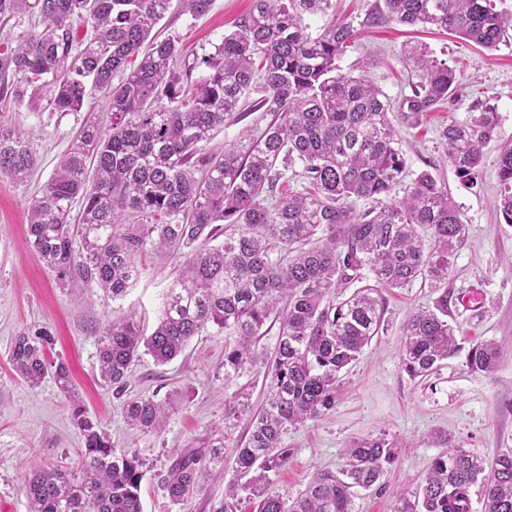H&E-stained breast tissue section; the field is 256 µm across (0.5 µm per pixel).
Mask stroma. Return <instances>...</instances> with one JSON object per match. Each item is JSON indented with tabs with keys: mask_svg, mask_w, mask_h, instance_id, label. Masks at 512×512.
<instances>
[{
	"mask_svg": "<svg viewBox=\"0 0 512 512\" xmlns=\"http://www.w3.org/2000/svg\"><path fill=\"white\" fill-rule=\"evenodd\" d=\"M252 0H215L205 16L171 7L156 26L159 38L178 40L187 56L213 53L224 34L250 9ZM426 45L451 67L458 81L455 99L429 113L415 127L398 126L406 174H432L445 186L469 226V239L457 252L448 277V321L463 346L437 374L421 381L402 368L398 344L402 326L415 310L434 307L440 296L430 282L418 279L403 288H385L381 330L359 359L342 375L343 390L327 417L290 431L286 468L270 473L273 488L288 495L303 490L311 476L338 470L354 442L385 432L404 441L399 459L380 484L358 490L355 512H392L398 496L413 498L441 447L436 434L448 433L455 445L484 459L512 449V224L499 215L497 159L512 147V34L497 49L487 50L446 32H422L396 22L360 28L354 44L340 58L343 71L361 73L390 99L410 93L419 82L402 59L406 43ZM47 93L0 101V120L33 131L36 165L27 180L0 178V512H29L25 476L33 463L74 466L84 446L67 401L52 377L30 387L6 360L8 348L22 333L47 334L51 358L68 366L73 386L88 417L112 441L129 446L152 468L141 486L144 512H209V498H222L217 480L207 495L180 504L166 497L161 478L176 452L200 446L224 424V336L208 329L185 350L160 365L143 356L131 367L123 393L98 374L97 338L106 324L134 317L145 331L158 320L176 262L146 253L139 279L121 299L85 289L75 302L58 287L52 271L30 250L25 225L30 201L39 194L69 152L85 122L106 115L105 97L89 91L77 112H57ZM490 101L500 113L496 138L484 149L480 182H461L445 155L440 137L450 121L465 120L475 105ZM265 112L240 109L207 144V151L245 140L265 128ZM479 293L477 308L466 297ZM496 341L502 349L498 369L489 376L471 373L464 349L470 343ZM182 392L183 405L162 433H137L126 424L123 406L134 397L165 398Z\"/></svg>",
	"mask_w": 512,
	"mask_h": 512,
	"instance_id": "35a3bbf8",
	"label": "stroma"
}]
</instances>
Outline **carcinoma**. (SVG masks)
<instances>
[{"mask_svg":"<svg viewBox=\"0 0 512 512\" xmlns=\"http://www.w3.org/2000/svg\"><path fill=\"white\" fill-rule=\"evenodd\" d=\"M171 2L0 0V19L23 11L42 22L16 46L0 49V98L9 92L21 102L27 91L46 89L55 111L78 112L92 88L108 102L105 122L82 127L29 203V245L60 287H96L112 299L138 280L147 246L183 259L150 335L127 318L109 322L99 336V375L115 389L126 386L141 355L168 363L209 328L224 334V384L263 377L261 403L251 402L250 383L238 386L224 399L220 436L172 457L161 479L171 503L204 492L230 461L234 480L224 499L210 501V512H234L242 491L259 498L257 512H354L357 490L379 483L397 460L402 444L386 434L354 443L339 471L316 473L295 497L273 490L268 473L288 466L289 431L336 407L341 372L381 329L380 289L418 278L446 283L469 228L428 172L396 196L405 160L389 115L418 125L454 98V71L409 45L404 56L421 81L392 102L337 61L358 28L382 20L448 31L493 50L512 29V15L493 12L490 0H380L356 24L336 18L333 0H253L215 52L189 64L178 41L153 33ZM180 2L194 17L213 4ZM307 16L325 19L315 37ZM196 68L206 74L192 83ZM254 93L255 107L272 116L265 129L245 144L204 151ZM498 127L497 107L485 103L442 129L448 161L463 182L474 184ZM296 162L306 186L286 193L281 181ZM35 164L29 135L0 121V176L22 182ZM497 176L499 211L512 224V149L501 152ZM358 200L379 207L359 211ZM366 270L374 283L352 288ZM447 316L446 291L435 309L408 316L399 359L410 377H430L459 351ZM269 322L279 323L270 355L259 349ZM48 344L45 335L21 334L8 361L33 387L52 375L72 398L84 448L74 468H29L30 512H143L146 463L88 418L67 365L47 357ZM500 359L498 343L479 341L467 367L489 375ZM176 398L126 401L127 425L162 432ZM242 425L244 440L236 436ZM436 440L447 450L419 487L421 506L401 499L393 512H472L474 487L484 512H512L511 450L487 463L453 446L446 433Z\"/></svg>","mask_w":512,"mask_h":512,"instance_id":"obj_1","label":"carcinoma"}]
</instances>
